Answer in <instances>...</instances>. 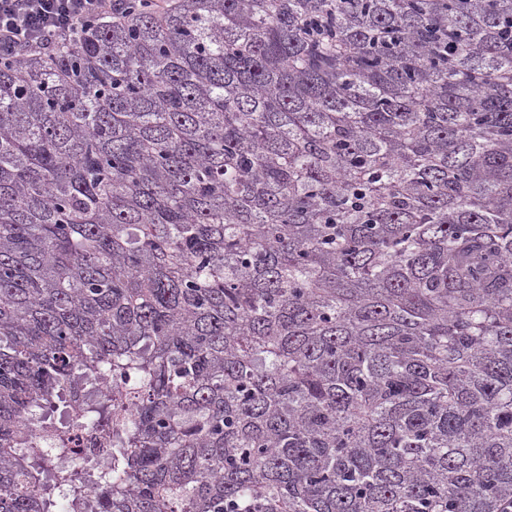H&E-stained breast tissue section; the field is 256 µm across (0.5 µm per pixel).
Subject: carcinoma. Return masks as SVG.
Returning <instances> with one entry per match:
<instances>
[{
  "instance_id": "cac0c4a2",
  "label": "carcinoma",
  "mask_w": 512,
  "mask_h": 512,
  "mask_svg": "<svg viewBox=\"0 0 512 512\" xmlns=\"http://www.w3.org/2000/svg\"><path fill=\"white\" fill-rule=\"evenodd\" d=\"M0 62V512L512 504V0H178ZM112 404L85 405L88 422ZM57 429L65 431L67 448H70V451L60 459L65 466L79 474L84 473L88 467L86 454L93 451L98 453L99 465L107 461L109 450L112 448L111 435L107 428L89 425L82 415L71 413L64 428L56 422L44 423L40 434L48 445L53 444V439L58 434Z\"/></svg>"
}]
</instances>
